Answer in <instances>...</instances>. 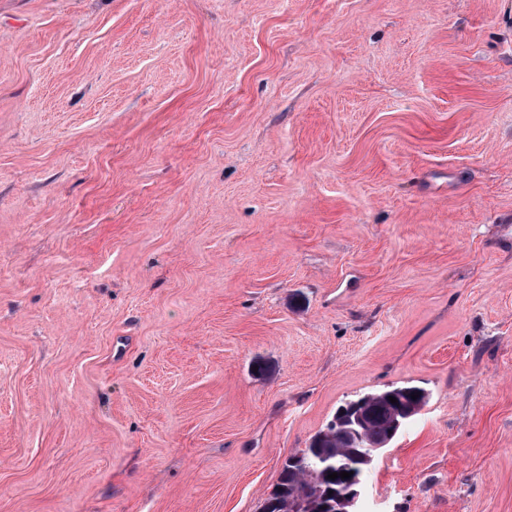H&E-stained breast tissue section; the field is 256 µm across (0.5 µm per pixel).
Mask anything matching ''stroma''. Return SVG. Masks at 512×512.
Returning <instances> with one entry per match:
<instances>
[{
	"mask_svg": "<svg viewBox=\"0 0 512 512\" xmlns=\"http://www.w3.org/2000/svg\"><path fill=\"white\" fill-rule=\"evenodd\" d=\"M406 383L358 512H512V0H0V512H261Z\"/></svg>",
	"mask_w": 512,
	"mask_h": 512,
	"instance_id": "stroma-1",
	"label": "stroma"
}]
</instances>
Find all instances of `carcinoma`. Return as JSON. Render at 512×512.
Wrapping results in <instances>:
<instances>
[{
	"label": "carcinoma",
	"mask_w": 512,
	"mask_h": 512,
	"mask_svg": "<svg viewBox=\"0 0 512 512\" xmlns=\"http://www.w3.org/2000/svg\"><path fill=\"white\" fill-rule=\"evenodd\" d=\"M417 398H411V395ZM404 399L409 406L424 407L428 394L418 386L403 384L368 393L361 397L369 405V413L360 426L336 412L324 429L315 434L308 447L288 457L279 478L266 497L263 512H289L298 501L307 503V512H319L318 500L311 493L325 495L336 490L338 479L333 472L351 470L364 475L371 461L366 459L367 446L392 442L405 424L418 412L404 413L390 398Z\"/></svg>",
	"instance_id": "obj_1"
}]
</instances>
